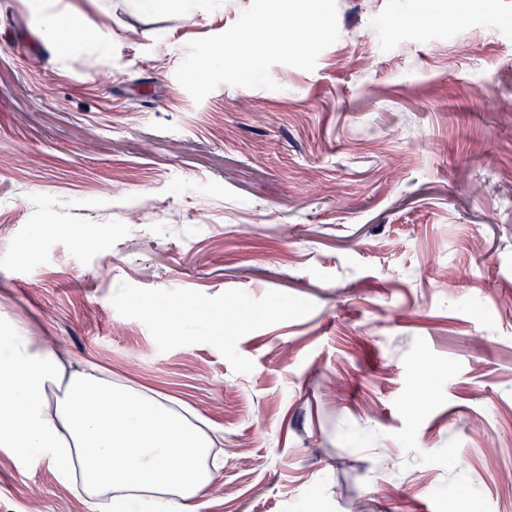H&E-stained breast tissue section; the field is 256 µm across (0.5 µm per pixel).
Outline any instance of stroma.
Instances as JSON below:
<instances>
[{
	"label": "stroma",
	"mask_w": 512,
	"mask_h": 512,
	"mask_svg": "<svg viewBox=\"0 0 512 512\" xmlns=\"http://www.w3.org/2000/svg\"><path fill=\"white\" fill-rule=\"evenodd\" d=\"M188 3L50 0L63 49L0 0V309L220 435L204 512H512V0H337L314 70L199 103L251 0ZM0 512L88 508L0 456ZM29 3L31 8L39 14L41 24L45 29L53 32H63L66 35V43L64 41L60 42L62 48L76 40L79 24L72 22L73 17L46 9L42 0H29ZM138 307L149 314L160 328L168 329L176 323L190 321L192 315L198 312L199 304L195 302L162 306L154 297H143L138 300Z\"/></svg>",
	"instance_id": "35a3bbf8"
}]
</instances>
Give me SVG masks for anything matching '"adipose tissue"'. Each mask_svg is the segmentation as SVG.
<instances>
[{"label":"adipose tissue","instance_id":"obj_1","mask_svg":"<svg viewBox=\"0 0 512 512\" xmlns=\"http://www.w3.org/2000/svg\"><path fill=\"white\" fill-rule=\"evenodd\" d=\"M216 440L166 398L74 366L0 313V454L79 486L89 512H202L218 478Z\"/></svg>","mask_w":512,"mask_h":512}]
</instances>
